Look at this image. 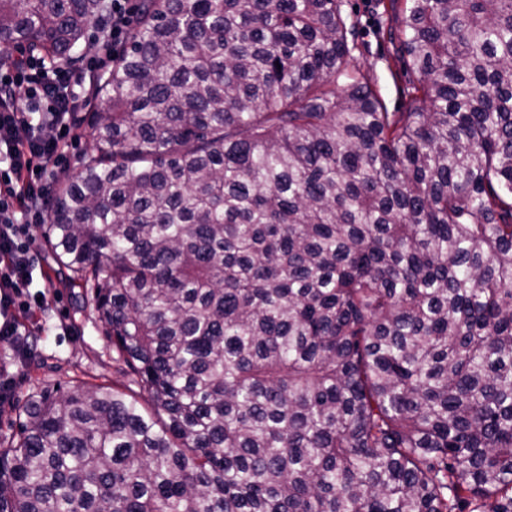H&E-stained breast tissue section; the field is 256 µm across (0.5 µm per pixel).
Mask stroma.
<instances>
[{
    "label": "stroma",
    "instance_id": "stroma-1",
    "mask_svg": "<svg viewBox=\"0 0 512 512\" xmlns=\"http://www.w3.org/2000/svg\"><path fill=\"white\" fill-rule=\"evenodd\" d=\"M388 2L344 0L343 10L355 22L356 64L369 72L386 111L408 112L413 104L406 92L402 58L380 34L381 28L391 23ZM44 230V225H31L29 239L49 289L48 304L15 311L17 321L31 334L28 362L17 361L13 351L0 344V368L7 370L14 384L12 400L0 404V438L16 434L15 408L36 389L123 381L112 360V342L103 323L82 302L90 294L89 285L67 283L46 246Z\"/></svg>",
    "mask_w": 512,
    "mask_h": 512
}]
</instances>
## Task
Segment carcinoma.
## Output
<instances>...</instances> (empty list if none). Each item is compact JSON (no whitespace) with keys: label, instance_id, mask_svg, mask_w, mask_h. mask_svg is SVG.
<instances>
[{"label":"carcinoma","instance_id":"cac0c4a2","mask_svg":"<svg viewBox=\"0 0 512 512\" xmlns=\"http://www.w3.org/2000/svg\"><path fill=\"white\" fill-rule=\"evenodd\" d=\"M342 6L142 0L45 234L125 382L17 406L0 512H512V0H390L411 112Z\"/></svg>","mask_w":512,"mask_h":512}]
</instances>
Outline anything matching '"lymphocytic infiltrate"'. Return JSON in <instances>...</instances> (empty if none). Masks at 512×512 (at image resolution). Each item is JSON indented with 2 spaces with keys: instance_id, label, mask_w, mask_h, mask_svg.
I'll return each mask as SVG.
<instances>
[{
  "instance_id": "f902f5d3",
  "label": "lymphocytic infiltrate",
  "mask_w": 512,
  "mask_h": 512,
  "mask_svg": "<svg viewBox=\"0 0 512 512\" xmlns=\"http://www.w3.org/2000/svg\"><path fill=\"white\" fill-rule=\"evenodd\" d=\"M127 2L112 0L96 53L74 66L50 68L35 54L0 61V342L15 351L28 339L12 310L36 270L26 234L31 224L48 220L49 182L77 136L79 100L131 30L134 13ZM23 83L28 97L14 101L13 89Z\"/></svg>"
}]
</instances>
